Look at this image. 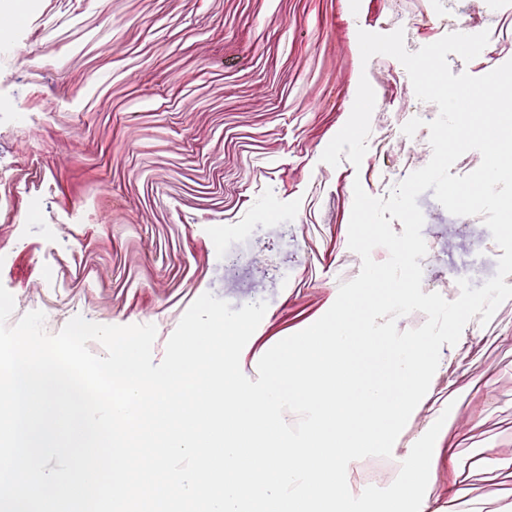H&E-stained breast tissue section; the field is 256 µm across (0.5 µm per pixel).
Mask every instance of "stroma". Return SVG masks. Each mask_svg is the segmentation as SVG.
<instances>
[{
  "label": "stroma",
  "instance_id": "35a3bbf8",
  "mask_svg": "<svg viewBox=\"0 0 512 512\" xmlns=\"http://www.w3.org/2000/svg\"><path fill=\"white\" fill-rule=\"evenodd\" d=\"M67 8L38 0L12 46L41 52L38 18ZM461 13L491 37L482 58H449L452 73L479 76L512 59V40L495 35L507 16L486 14L483 0H408L399 14L389 0H83L82 27L59 28L63 48L43 55L53 69L44 84L7 75L20 100L53 115L25 138L26 112L0 128V194L14 196L0 215V284L29 311L72 294L88 321L155 325L157 362L202 294L235 310L266 302L240 363L257 379L262 343L317 321L360 272L348 247L349 188L387 197L371 171L380 149L403 153L408 173L432 156L402 132L419 105L405 68L386 55L362 61L358 30L410 25L422 47ZM363 77L376 96L368 150L361 166H330L321 155ZM417 203L441 273L435 292L453 301L458 279L478 288L495 275L501 251L482 217L460 223L429 191ZM80 204L94 219L69 223ZM447 408L454 420L421 512H512V474L492 466L512 457V299L442 346L392 461Z\"/></svg>",
  "mask_w": 512,
  "mask_h": 512
}]
</instances>
